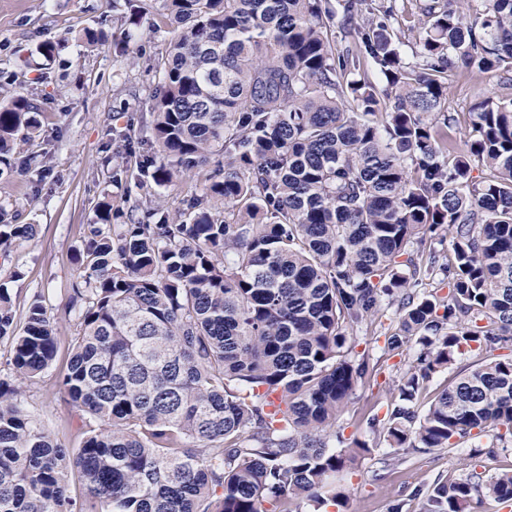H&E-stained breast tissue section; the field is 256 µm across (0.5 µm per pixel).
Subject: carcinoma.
<instances>
[{
    "label": "carcinoma",
    "mask_w": 512,
    "mask_h": 512,
    "mask_svg": "<svg viewBox=\"0 0 512 512\" xmlns=\"http://www.w3.org/2000/svg\"><path fill=\"white\" fill-rule=\"evenodd\" d=\"M178 23L158 64L142 187L201 179L112 223L104 202L77 257L76 324L58 387L99 421L77 455L22 406L58 334L43 301L23 325L0 288V512H306L346 507L340 474L381 444L472 458L512 451V358L483 361L414 401L455 355L512 340V0H423L413 60L397 0H166ZM497 91L451 132L453 76ZM39 109L0 102V176L37 168ZM25 155L12 163V156ZM144 211L147 220L137 217ZM0 204V250L30 239ZM448 238L452 261L414 246ZM442 277L448 295L420 291ZM395 308L389 351L410 366L366 438L336 420L372 373L351 333ZM78 479L83 495L71 494ZM419 512L512 504V469L438 476Z\"/></svg>",
    "instance_id": "carcinoma-1"
}]
</instances>
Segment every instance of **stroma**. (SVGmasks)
<instances>
[{"label":"stroma","instance_id":"stroma-1","mask_svg":"<svg viewBox=\"0 0 512 512\" xmlns=\"http://www.w3.org/2000/svg\"><path fill=\"white\" fill-rule=\"evenodd\" d=\"M164 0H0V87L24 93L41 107V148L45 176L14 175L0 179V202L18 211V221L33 224V238L17 241L8 256L0 255V286L8 288L18 314H25L39 292H46L60 344L49 369L24 394V405L53 438L80 448L82 423L56 383L66 371L70 338L76 326L68 308L77 275L75 256L88 225L97 223L98 207L110 202L128 208L141 199L133 180L114 179L124 161L123 135L149 137V104L158 79L155 66L165 56L172 37L162 25ZM140 25L136 43L125 39L130 14ZM101 29L107 42L88 48L77 36ZM58 44L54 58L38 47ZM18 269L11 279L7 270ZM398 320L384 311L356 329L354 351L367 355L379 375L359 386L336 421L345 435H364L368 416L386 412L389 391L414 360L412 347L388 352L385 338ZM479 440H458L454 450L426 448L409 451L390 467L383 480L372 475L382 451L366 456L356 472L344 475L351 512H388L402 504L403 512H418L416 490L427 488L448 472L463 473Z\"/></svg>","mask_w":512,"mask_h":512}]
</instances>
